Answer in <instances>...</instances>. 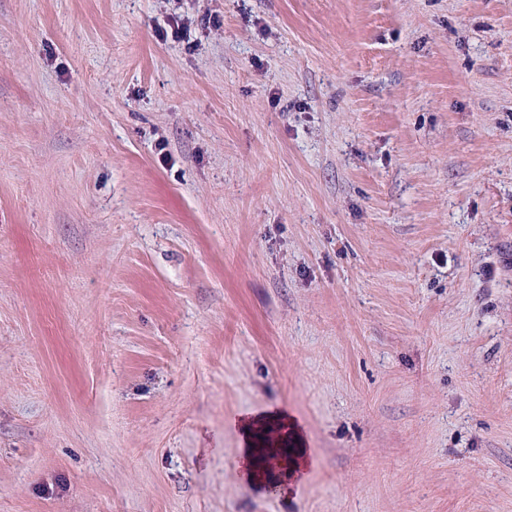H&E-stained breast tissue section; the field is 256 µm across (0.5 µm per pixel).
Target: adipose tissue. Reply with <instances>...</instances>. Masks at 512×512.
<instances>
[{"label":"adipose tissue","instance_id":"ef3b65f1","mask_svg":"<svg viewBox=\"0 0 512 512\" xmlns=\"http://www.w3.org/2000/svg\"><path fill=\"white\" fill-rule=\"evenodd\" d=\"M236 425L240 432L239 467L248 480L256 486H264L266 476L258 467L260 439L266 434H273L277 447L288 448L286 473L297 477L305 474L312 461L305 448V438L301 428L287 412L268 408L262 412L248 413L241 416Z\"/></svg>","mask_w":512,"mask_h":512}]
</instances>
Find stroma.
<instances>
[{
    "mask_svg": "<svg viewBox=\"0 0 512 512\" xmlns=\"http://www.w3.org/2000/svg\"><path fill=\"white\" fill-rule=\"evenodd\" d=\"M0 512H512V0H0ZM236 425L240 432L239 467L248 482L262 487L269 480L258 467V452L260 438L273 430L277 448L286 449L287 457L286 476L297 477L305 474L313 464L305 448V438L302 429L288 413L275 408H268L262 412L248 413L241 416ZM290 441L293 448H288Z\"/></svg>",
    "mask_w": 512,
    "mask_h": 512,
    "instance_id": "1",
    "label": "stroma"
}]
</instances>
